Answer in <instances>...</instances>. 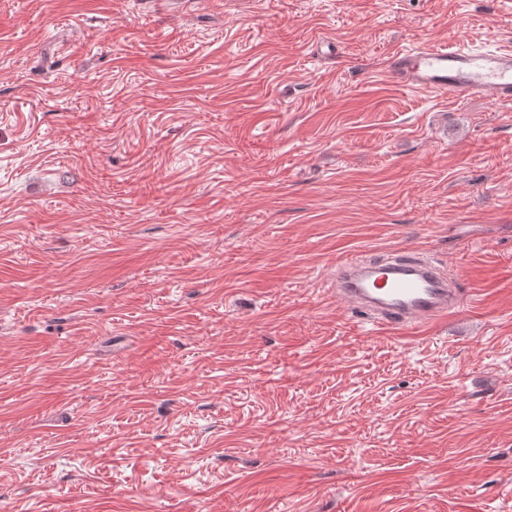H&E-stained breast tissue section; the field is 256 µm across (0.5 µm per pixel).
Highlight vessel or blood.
<instances>
[{"mask_svg":"<svg viewBox=\"0 0 512 512\" xmlns=\"http://www.w3.org/2000/svg\"><path fill=\"white\" fill-rule=\"evenodd\" d=\"M391 79L400 86L451 95L467 101L492 94L512 104V47L481 49L421 44L392 52ZM331 286L378 324L402 328L446 319L461 306L462 289L450 287L447 274L415 251L390 253L378 261L350 257L336 263Z\"/></svg>","mask_w":512,"mask_h":512,"instance_id":"vessel-or-blood-1","label":"vessel or blood"}]
</instances>
